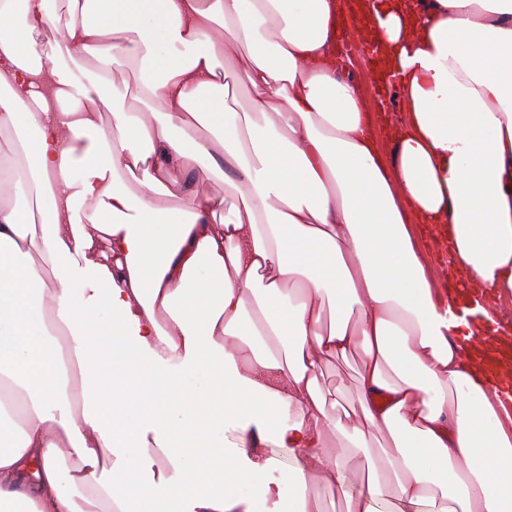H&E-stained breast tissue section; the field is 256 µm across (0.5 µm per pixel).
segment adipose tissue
<instances>
[{
  "label": "adipose tissue",
  "mask_w": 512,
  "mask_h": 512,
  "mask_svg": "<svg viewBox=\"0 0 512 512\" xmlns=\"http://www.w3.org/2000/svg\"><path fill=\"white\" fill-rule=\"evenodd\" d=\"M363 8L401 102L387 155L345 77L343 0H0V161L25 158L0 205V512H241L189 478L248 483L272 459L173 444L229 414L242 446L292 456L294 512H320L313 474L343 512H512V416L450 342L409 222L447 239L454 280L512 295V0ZM115 52L142 115L110 90ZM227 72L263 123L228 107ZM351 357L340 412L320 377Z\"/></svg>",
  "instance_id": "adipose-tissue-1"
}]
</instances>
